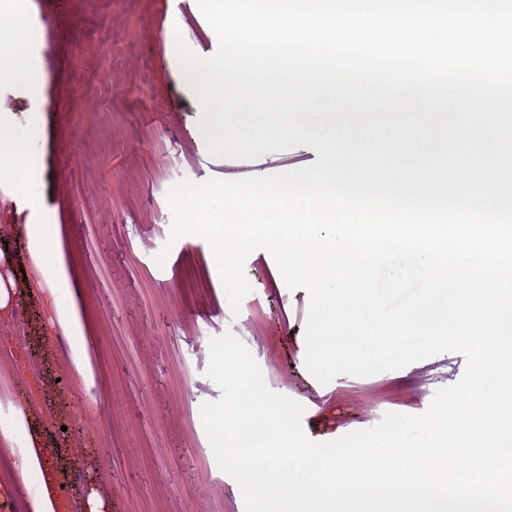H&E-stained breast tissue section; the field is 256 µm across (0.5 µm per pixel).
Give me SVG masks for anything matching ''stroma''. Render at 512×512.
Here are the masks:
<instances>
[{
	"instance_id": "35a3bbf8",
	"label": "stroma",
	"mask_w": 512,
	"mask_h": 512,
	"mask_svg": "<svg viewBox=\"0 0 512 512\" xmlns=\"http://www.w3.org/2000/svg\"><path fill=\"white\" fill-rule=\"evenodd\" d=\"M34 40L0 28V139L31 123L43 175L29 208L0 187V232L10 259L12 312L0 316V420L30 396L37 374L42 401L75 427L68 442L42 413L28 415L58 444V494L70 512L99 491L107 512H245L237 482L217 465L201 406L220 398L205 371L212 338L229 333L249 349L267 387L304 407L302 426L316 442L338 428L376 426L388 413L419 415L435 392L455 384L465 358L443 353L370 376L319 383L302 352L309 296L285 286L272 257L249 256L252 291L232 311L206 241H170L169 189L179 180H239L301 169L317 154L295 146L256 159L211 157L200 130L203 108L182 72L177 39L213 55L197 0H27ZM59 225L69 286L94 338L101 368L86 387L70 367V340L48 311L25 233ZM167 251L164 266L155 256ZM112 457L99 461L97 449Z\"/></svg>"
}]
</instances>
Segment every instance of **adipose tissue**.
Here are the masks:
<instances>
[{
	"label": "adipose tissue",
	"mask_w": 512,
	"mask_h": 512,
	"mask_svg": "<svg viewBox=\"0 0 512 512\" xmlns=\"http://www.w3.org/2000/svg\"><path fill=\"white\" fill-rule=\"evenodd\" d=\"M37 128H29L22 136L0 140V150L12 159L10 169H0V184H14L22 195H30L43 174V168L32 144L37 140ZM30 249L39 274V284L46 306L57 316L59 327L71 337V365L85 385L96 381L91 352L83 334L80 314L75 306H61L58 292L67 287L68 279L60 252V237L57 225L30 224L26 227ZM31 436L26 426L24 412H17L9 421L0 422V449L10 455V473L19 477L22 483L43 481L44 475L38 460L31 452Z\"/></svg>",
	"instance_id": "1"
}]
</instances>
